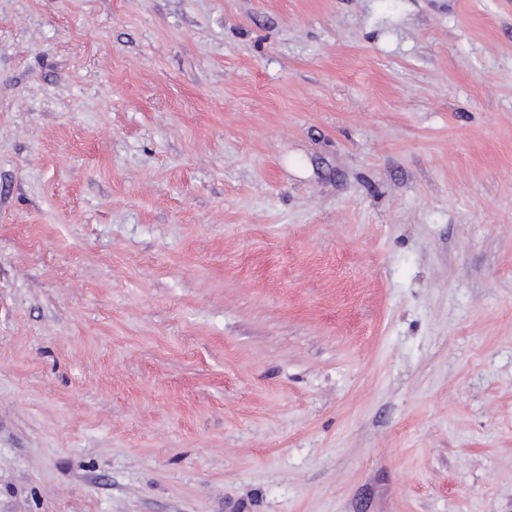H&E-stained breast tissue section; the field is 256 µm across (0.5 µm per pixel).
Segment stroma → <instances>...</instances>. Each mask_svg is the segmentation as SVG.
Listing matches in <instances>:
<instances>
[{
    "label": "stroma",
    "mask_w": 512,
    "mask_h": 512,
    "mask_svg": "<svg viewBox=\"0 0 512 512\" xmlns=\"http://www.w3.org/2000/svg\"><path fill=\"white\" fill-rule=\"evenodd\" d=\"M0 512H512V0H0Z\"/></svg>",
    "instance_id": "35a3bbf8"
}]
</instances>
